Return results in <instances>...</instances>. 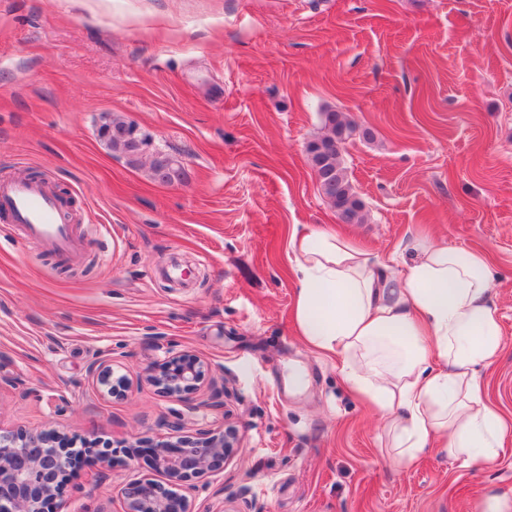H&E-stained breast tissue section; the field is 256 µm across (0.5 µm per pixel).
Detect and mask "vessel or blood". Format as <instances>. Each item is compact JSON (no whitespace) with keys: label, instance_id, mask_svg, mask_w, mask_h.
Instances as JSON below:
<instances>
[{"label":"vessel or blood","instance_id":"obj_1","mask_svg":"<svg viewBox=\"0 0 512 512\" xmlns=\"http://www.w3.org/2000/svg\"><path fill=\"white\" fill-rule=\"evenodd\" d=\"M0 216L49 251L73 258L81 254V239L67 223L60 200L42 182H0Z\"/></svg>","mask_w":512,"mask_h":512}]
</instances>
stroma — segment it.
Segmentation results:
<instances>
[{
	"mask_svg": "<svg viewBox=\"0 0 512 512\" xmlns=\"http://www.w3.org/2000/svg\"><path fill=\"white\" fill-rule=\"evenodd\" d=\"M326 108L357 126L362 224L307 159ZM104 112L182 182L112 153ZM31 172L71 199L84 258L0 222V431L53 427L116 459L96 486L69 470L63 512H122L124 459L152 474L176 424L239 436L223 472L184 483L195 512H512V436L490 464H398L298 336L286 257L292 227L326 224L384 264L416 233L486 253L502 345L479 376L512 425V0H0V180ZM170 348L210 367L182 401L138 379ZM95 359L132 378L125 396L93 385ZM155 155H156V157L154 159H153V157H151V159H153V161L151 162V164L149 165V168H148L149 176L153 180H157V178H156L157 170L159 168L165 167L167 165V166H169V170H168L169 181L166 184H174V183L180 182L182 180V177L184 174L183 166L182 165H172L171 158H173V157L169 154H166V153H163L160 151H156Z\"/></svg>",
	"mask_w": 512,
	"mask_h": 512,
	"instance_id": "1",
	"label": "stroma"
}]
</instances>
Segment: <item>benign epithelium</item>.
<instances>
[{"instance_id":"7a95c632","label":"benign epithelium","mask_w":512,"mask_h":512,"mask_svg":"<svg viewBox=\"0 0 512 512\" xmlns=\"http://www.w3.org/2000/svg\"><path fill=\"white\" fill-rule=\"evenodd\" d=\"M120 135L139 146L140 156L150 153V147L141 144L143 133L136 123L126 122ZM87 372L109 395L130 387L127 375H115L112 366L102 361L90 362ZM208 373L207 363L199 356L169 349L163 362L145 371V379L158 392L180 401ZM236 448L238 437L232 430L203 427L188 438L176 426L175 433L150 449L154 471L162 479L134 473L118 489L123 512H194L189 498L181 493L182 482L223 472ZM71 456L69 437L55 429L0 433V512H48Z\"/></svg>"}]
</instances>
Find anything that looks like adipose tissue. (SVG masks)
<instances>
[{
    "label": "adipose tissue",
    "mask_w": 512,
    "mask_h": 512,
    "mask_svg": "<svg viewBox=\"0 0 512 512\" xmlns=\"http://www.w3.org/2000/svg\"><path fill=\"white\" fill-rule=\"evenodd\" d=\"M406 248L411 261L380 265L335 231L292 230L296 330L386 419L399 464L492 462L511 431L477 379L502 343L488 258L417 235Z\"/></svg>",
    "instance_id": "adipose-tissue-1"
}]
</instances>
